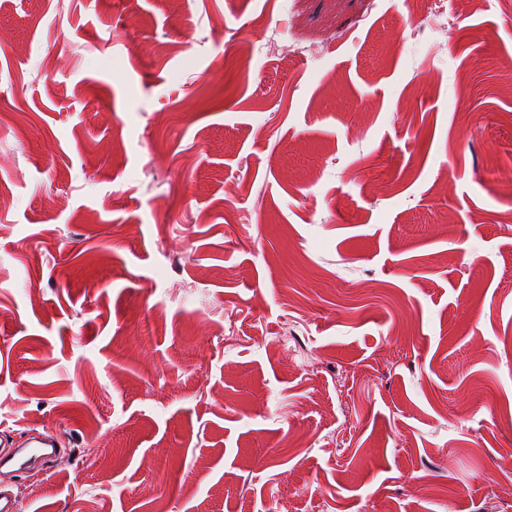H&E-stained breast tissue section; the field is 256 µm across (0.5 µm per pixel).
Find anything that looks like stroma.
I'll return each mask as SVG.
<instances>
[{
	"label": "stroma",
	"instance_id": "35a3bbf8",
	"mask_svg": "<svg viewBox=\"0 0 512 512\" xmlns=\"http://www.w3.org/2000/svg\"><path fill=\"white\" fill-rule=\"evenodd\" d=\"M512 0H0L20 512H512ZM59 446L57 437L38 434L30 437L21 448L0 452V468L10 467L20 472L46 470L59 453Z\"/></svg>",
	"mask_w": 512,
	"mask_h": 512
}]
</instances>
